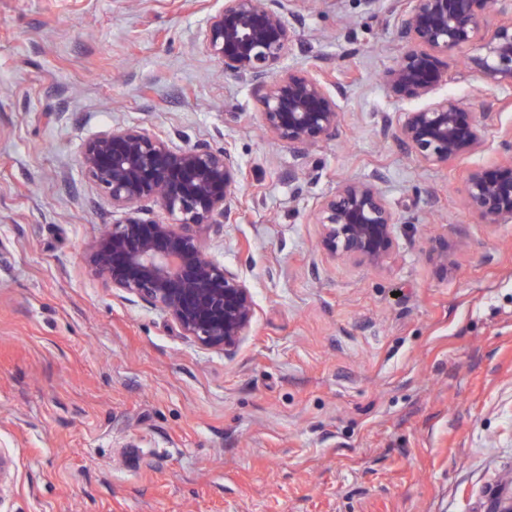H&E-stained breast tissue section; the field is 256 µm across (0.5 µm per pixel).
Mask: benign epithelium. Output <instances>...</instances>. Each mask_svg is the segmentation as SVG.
<instances>
[{"label":"benign epithelium","instance_id":"obj_1","mask_svg":"<svg viewBox=\"0 0 512 512\" xmlns=\"http://www.w3.org/2000/svg\"><path fill=\"white\" fill-rule=\"evenodd\" d=\"M292 0H224L207 21L201 46L229 75L251 87L267 137L300 156L336 137L342 86L323 70L299 73L280 65L294 40ZM512 0H394L390 21L402 52L384 82L400 102L428 103L402 113L395 138L420 163L446 166L478 151L487 127L448 94V59L469 46L463 69L488 90L512 87ZM502 159L469 171L463 206L486 224L512 221V128L502 132ZM80 164L112 200L121 219L89 251V271L113 290L164 311L180 334L232 356L256 316L250 287L211 260L203 236L236 220L245 171L231 150L209 143L180 146L145 127L117 126L88 140ZM158 204L168 219L151 217ZM319 250L372 267L395 257L401 218L369 180L345 179L314 209ZM486 512H512L499 490Z\"/></svg>","mask_w":512,"mask_h":512}]
</instances>
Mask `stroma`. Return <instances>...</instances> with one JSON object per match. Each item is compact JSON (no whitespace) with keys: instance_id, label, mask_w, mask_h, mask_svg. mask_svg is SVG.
<instances>
[{"instance_id":"35a3bbf8","label":"stroma","mask_w":512,"mask_h":512,"mask_svg":"<svg viewBox=\"0 0 512 512\" xmlns=\"http://www.w3.org/2000/svg\"><path fill=\"white\" fill-rule=\"evenodd\" d=\"M224 0H0V512H481L512 474V222L464 209L512 127V87L449 60L483 149L418 162L385 131L401 43L365 0H297L287 65L344 87L334 140L299 158L199 47ZM140 126L229 146L246 210L204 245L257 305L234 356L86 267L121 217L85 142ZM372 179L396 258L317 253L316 203Z\"/></svg>"}]
</instances>
